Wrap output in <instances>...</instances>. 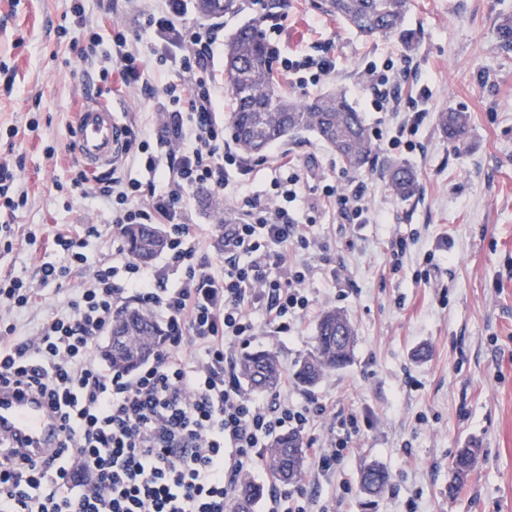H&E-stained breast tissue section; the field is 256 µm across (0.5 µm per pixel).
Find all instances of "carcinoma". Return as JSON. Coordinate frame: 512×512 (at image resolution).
<instances>
[{
	"label": "carcinoma",
	"instance_id": "cac0c4a2",
	"mask_svg": "<svg viewBox=\"0 0 512 512\" xmlns=\"http://www.w3.org/2000/svg\"><path fill=\"white\" fill-rule=\"evenodd\" d=\"M407 0H323L322 8L342 20L362 36L388 37L401 34L407 46L414 36L402 31ZM233 7L231 0H199L204 15L220 14ZM500 45L512 48V15L500 17L496 27ZM275 54L265 41L260 22L254 20L238 27L224 43V78L236 100L228 130L232 140L246 155H260L271 144L294 130L314 132L342 163L346 172L362 174L371 165L374 143L361 113L353 109L343 94L329 92L311 102H298L280 93L274 83ZM439 127L444 138L457 148L466 140L469 125L463 112H443ZM388 186L401 198H410L417 190L414 171L392 162L388 167ZM128 254L151 262L163 250L164 235L155 224H132L120 231ZM355 336L347 316L335 308L323 310L314 336L313 351L299 360L294 371L298 385L309 390L325 374L350 363L353 344L338 340ZM159 322L147 312L124 306L112 319V350L106 353L112 367L132 371L164 340ZM241 379L254 391L271 392L282 378L277 353L268 349L245 352L239 361ZM306 443L298 433L276 436L262 452V465L274 482L288 486L298 482L307 458ZM482 448L471 443L460 449L452 461V481L448 494H454L466 481ZM361 487L382 495L389 486L390 473L377 464L361 471ZM265 487L244 481L229 512H253Z\"/></svg>",
	"mask_w": 512,
	"mask_h": 512
}]
</instances>
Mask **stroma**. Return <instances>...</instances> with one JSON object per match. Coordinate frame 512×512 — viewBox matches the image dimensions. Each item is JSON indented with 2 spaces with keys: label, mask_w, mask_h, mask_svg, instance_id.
<instances>
[{
  "label": "stroma",
  "mask_w": 512,
  "mask_h": 512,
  "mask_svg": "<svg viewBox=\"0 0 512 512\" xmlns=\"http://www.w3.org/2000/svg\"><path fill=\"white\" fill-rule=\"evenodd\" d=\"M102 37L98 53L112 48L113 23L134 34V45L148 68H155L140 12L157 0H0V128H18L0 141V158L22 160L19 178L28 201L16 211V228L53 235L64 224L102 223L95 198L68 197L57 183L73 174L70 150L74 114L97 91L101 80L87 34L71 30L58 37L74 2ZM319 0H288L278 47L282 56H327L336 70L317 84H296L280 76V90L308 100L330 90L376 127L380 113L366 109L364 68L394 62L409 67L403 96L429 93L428 117L416 136L418 150L376 149L362 175L375 214L370 223H334L319 189L349 181L335 155L310 132L291 135L252 157L248 192L268 190L270 168L281 149L300 170L313 171L292 204L299 222H315L327 263L313 283V310L298 320L291 335L261 325L257 336L230 348L277 352L290 379L289 403L325 404L329 415L315 418L303 433L318 448L334 440V416L356 415L360 430L340 467L319 471L308 455L299 483L308 512H512V49H501L496 21L512 14V0H408L404 26L416 37L407 49L396 37L366 39L324 13ZM456 110L470 119L464 145L453 148L442 137L439 113ZM39 127L27 128L29 118ZM54 157H47L46 146ZM407 163L418 190L410 199L391 194L386 165ZM235 207L234 192L224 197L207 188L191 195V213L212 261H221V222L217 202ZM409 240L400 262L389 242ZM112 234L91 240L88 261L62 286H47L43 301L17 315L18 332L32 334L79 282L93 275L113 251ZM328 307L343 311L355 330L351 363L326 374L312 390L293 383L297 360L313 349L315 326ZM475 441L482 452L467 481L447 496L452 459ZM384 465L391 474L386 492L366 496L360 472L365 464Z\"/></svg>",
  "instance_id": "35a3bbf8"
}]
</instances>
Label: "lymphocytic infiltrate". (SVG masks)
<instances>
[{"label": "lymphocytic infiltrate", "instance_id": "f902f5d3", "mask_svg": "<svg viewBox=\"0 0 512 512\" xmlns=\"http://www.w3.org/2000/svg\"><path fill=\"white\" fill-rule=\"evenodd\" d=\"M195 0H160L143 16L157 63L176 75L165 87L162 112L145 125L127 124L119 165L108 177L78 172L71 186L101 199L114 229L161 224L163 266L150 270L116 247L101 259L66 305L36 333L22 336L14 312L35 304L39 286L62 284L87 261L100 224H69L51 239L56 257L41 262L37 285L0 273V389L18 390L52 409L57 442L34 458L0 437V512H228L237 487L251 474L260 448L277 433L303 432L323 416L321 404L295 407L281 395L261 403L246 396L225 346L248 342L260 323L288 333L314 305L311 285L324 249L314 225L299 223L290 205L306 181L297 167L273 166L271 190L248 193L224 227V261L212 263L190 216L194 189L216 193L238 187L251 164L224 138V102L206 72L220 24L189 26ZM101 79L117 72L124 89L151 94L152 81L125 32H117ZM367 108L397 109L407 69L365 70ZM424 111L396 125L379 124L374 137L387 150H415ZM16 170L0 161V250L17 239L7 219L20 204L9 190ZM333 217L343 224L370 221L368 186H325ZM178 273L174 285L167 272ZM158 316L163 343L137 370L112 368L99 342L112 330L126 299ZM262 320H255L253 311Z\"/></svg>", "mask_w": 512, "mask_h": 512}]
</instances>
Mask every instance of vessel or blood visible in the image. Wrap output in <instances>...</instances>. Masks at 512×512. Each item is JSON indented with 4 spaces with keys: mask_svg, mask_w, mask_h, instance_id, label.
<instances>
[{
    "mask_svg": "<svg viewBox=\"0 0 512 512\" xmlns=\"http://www.w3.org/2000/svg\"><path fill=\"white\" fill-rule=\"evenodd\" d=\"M125 140V124L110 100L96 96L77 110L70 146L83 167L111 170L121 158ZM57 433V420L46 404L17 392L0 394V434L15 446L32 452Z\"/></svg>",
    "mask_w": 512,
    "mask_h": 512,
    "instance_id": "1",
    "label": "vessel or blood"
}]
</instances>
